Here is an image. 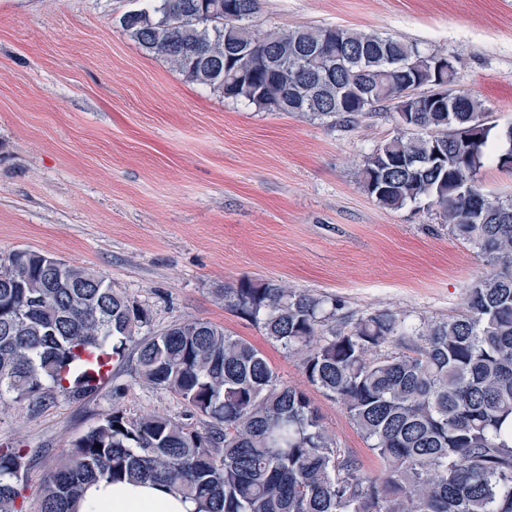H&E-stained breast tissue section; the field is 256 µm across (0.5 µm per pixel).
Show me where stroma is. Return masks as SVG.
<instances>
[{"label":"stroma","instance_id":"1","mask_svg":"<svg viewBox=\"0 0 512 512\" xmlns=\"http://www.w3.org/2000/svg\"><path fill=\"white\" fill-rule=\"evenodd\" d=\"M138 0H0V266L27 248L88 265L147 307L153 331L194 316L253 344L304 391L365 473L381 465L345 409L216 291L249 278L340 300L358 317L448 319L489 266L438 212L381 207L358 171L397 126L381 110L346 128L256 108L187 81L119 19ZM265 32L344 25L451 58L454 89L512 122V0H259ZM136 354L91 395L0 408V448L28 469L21 512L71 441L113 407L182 420L175 394L138 381Z\"/></svg>","mask_w":512,"mask_h":512}]
</instances>
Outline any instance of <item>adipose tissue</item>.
<instances>
[{
  "instance_id": "1",
  "label": "adipose tissue",
  "mask_w": 512,
  "mask_h": 512,
  "mask_svg": "<svg viewBox=\"0 0 512 512\" xmlns=\"http://www.w3.org/2000/svg\"><path fill=\"white\" fill-rule=\"evenodd\" d=\"M78 512H198V506L158 483L99 482L87 488Z\"/></svg>"
}]
</instances>
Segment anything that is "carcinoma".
<instances>
[{
    "label": "carcinoma",
    "mask_w": 512,
    "mask_h": 512,
    "mask_svg": "<svg viewBox=\"0 0 512 512\" xmlns=\"http://www.w3.org/2000/svg\"><path fill=\"white\" fill-rule=\"evenodd\" d=\"M120 25L187 80L260 109L346 125L393 110L396 136L358 175L384 208H436L493 267L464 311L405 326L274 281L218 290L224 307L299 359L382 462L375 476L323 428L307 394L280 382L250 343L200 318L151 331L147 308L99 271L18 249L0 270V403L46 406L87 395L82 355L124 357L142 384L178 395L190 423L115 407L76 438L43 481L41 512H75L86 485L155 480L200 512H512V197L484 192L485 162L512 159L497 127L456 81L394 36L340 26L259 33L258 0H140ZM470 140L467 153L459 141ZM19 450H0V512H19Z\"/></svg>",
    "instance_id": "1"
}]
</instances>
